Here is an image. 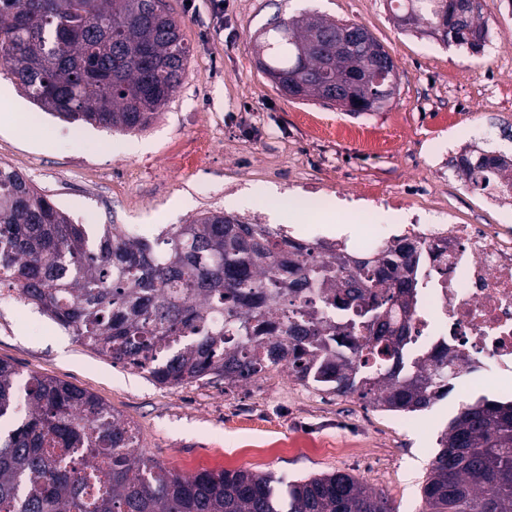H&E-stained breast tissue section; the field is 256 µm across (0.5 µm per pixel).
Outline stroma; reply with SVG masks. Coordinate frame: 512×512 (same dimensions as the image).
<instances>
[{"label":"stroma","instance_id":"obj_1","mask_svg":"<svg viewBox=\"0 0 512 512\" xmlns=\"http://www.w3.org/2000/svg\"><path fill=\"white\" fill-rule=\"evenodd\" d=\"M190 45L183 81L159 119L125 134L72 126L0 91V162L25 175L89 231L119 224L157 236L205 210L290 228L314 242L348 237L366 224L394 225L397 211L321 223L249 205L253 192L327 199L366 191L396 194L426 223L512 225V210L487 209L448 152L462 143L512 156V0H482L490 28L470 54L398 27L388 0H165ZM309 11L364 26L392 56L399 93L381 112L352 114L317 99L288 98L259 68L262 30ZM79 131L72 139L71 131ZM358 131L360 139L349 138ZM21 375L58 378L107 403L131 422L147 457L171 472L249 470L284 481L342 471L381 491L393 512H422L421 489L437 439L474 392L460 390L407 416L298 384L287 371L237 386L202 379L181 387L82 345L52 321L33 324L24 303L0 305V360Z\"/></svg>","mask_w":512,"mask_h":512}]
</instances>
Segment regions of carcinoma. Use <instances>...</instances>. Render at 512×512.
Returning <instances> with one entry per match:
<instances>
[{
	"label": "carcinoma",
	"instance_id": "cac0c4a2",
	"mask_svg": "<svg viewBox=\"0 0 512 512\" xmlns=\"http://www.w3.org/2000/svg\"><path fill=\"white\" fill-rule=\"evenodd\" d=\"M398 18L448 31L477 53L489 31L469 0H400ZM260 68L282 90L304 67L298 98L360 81L349 112L374 102L377 65L399 91L384 47L353 22L316 13L264 33ZM190 47L162 0H0V70L39 108L119 132L149 127L173 98ZM456 166L475 189L512 183V163L484 151ZM423 253L408 238L353 256L268 224L204 211L148 239L105 224L91 236L19 171L0 162V283L81 344L162 386L228 385L285 367L300 384L358 396L394 414L448 396L457 364L419 357L407 319ZM0 512H392L344 472L283 483L248 470L174 474L149 459L132 426L71 383L0 361ZM423 487L425 512H512V401L482 397L450 421Z\"/></svg>",
	"mask_w": 512,
	"mask_h": 512
}]
</instances>
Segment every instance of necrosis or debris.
I'll return each mask as SVG.
<instances>
[{"mask_svg":"<svg viewBox=\"0 0 512 512\" xmlns=\"http://www.w3.org/2000/svg\"><path fill=\"white\" fill-rule=\"evenodd\" d=\"M404 235L426 251H441L447 273L432 271L412 315L417 351L447 344L459 358L452 391L483 384L512 386V235L491 224H425L407 213Z\"/></svg>","mask_w":512,"mask_h":512,"instance_id":"1","label":"necrosis or debris"}]
</instances>
